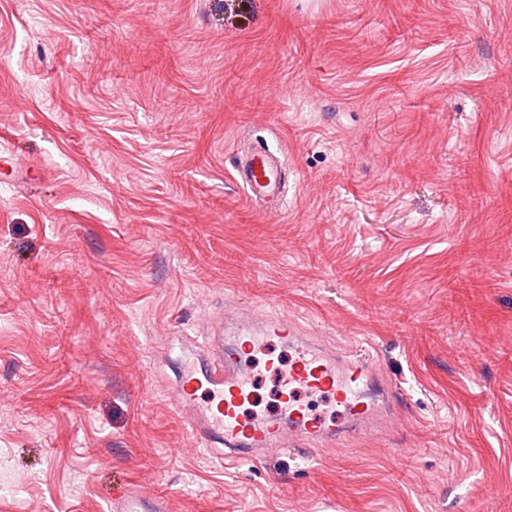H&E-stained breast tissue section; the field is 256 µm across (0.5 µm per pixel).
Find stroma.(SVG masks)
Masks as SVG:
<instances>
[{
	"label": "stroma",
	"instance_id": "stroma-1",
	"mask_svg": "<svg viewBox=\"0 0 512 512\" xmlns=\"http://www.w3.org/2000/svg\"><path fill=\"white\" fill-rule=\"evenodd\" d=\"M2 150L0 512H512V0H0ZM257 306L398 423L221 463L171 381ZM235 173L253 205L264 211L282 208L281 169L266 149L255 147L245 163L235 167ZM114 512H169L167 500L161 496L147 495L131 489L112 502Z\"/></svg>",
	"mask_w": 512,
	"mask_h": 512
}]
</instances>
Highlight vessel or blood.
Listing matches in <instances>:
<instances>
[{
	"label": "vessel or blood",
	"mask_w": 512,
	"mask_h": 512,
	"mask_svg": "<svg viewBox=\"0 0 512 512\" xmlns=\"http://www.w3.org/2000/svg\"><path fill=\"white\" fill-rule=\"evenodd\" d=\"M250 201L265 211L283 206L280 167L266 149L254 148L235 168ZM235 351L207 341L197 366L175 380L179 411L193 437L223 447L228 464L263 463L269 454L313 449L391 425L399 394L368 361L311 344L286 318L262 316L238 328ZM276 379L277 409L257 411L252 377L256 367ZM207 401H200V393ZM113 512H169L167 500L130 490L112 502Z\"/></svg>",
	"instance_id": "obj_1"
}]
</instances>
